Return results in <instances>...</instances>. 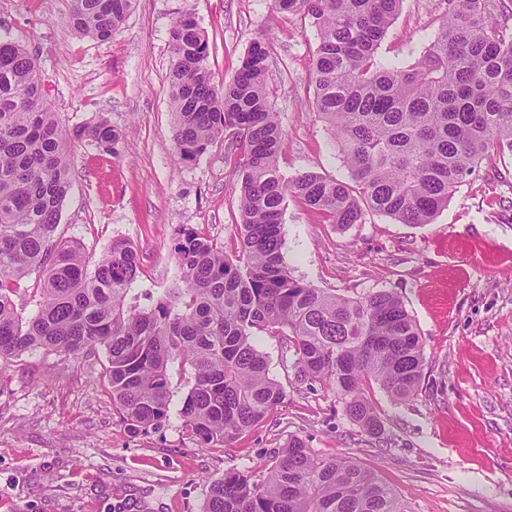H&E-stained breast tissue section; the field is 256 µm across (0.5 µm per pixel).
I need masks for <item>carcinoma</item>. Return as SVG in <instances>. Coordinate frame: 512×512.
Segmentation results:
<instances>
[{"mask_svg": "<svg viewBox=\"0 0 512 512\" xmlns=\"http://www.w3.org/2000/svg\"><path fill=\"white\" fill-rule=\"evenodd\" d=\"M402 0H274L318 36L314 106L333 131L349 180L281 173L283 130L269 102L270 53L255 41L232 81L218 84L195 17L169 32V86L179 156L229 133L242 162L235 254L186 228L174 251L177 285L150 305L127 302L140 273L133 245L115 240L88 268L77 241L57 237L71 188V140L60 129L37 57L0 38V361L39 348L68 357L103 350L117 412L135 433L167 417L169 366L189 369L183 426L226 446L256 426L285 393L253 337L285 338L302 383H319L346 418L370 434L381 421L365 394L375 382L394 400L417 396L423 341L403 301L361 298L292 278L283 256L284 201L292 196L345 230L369 212L429 224L478 165L512 156V0H448L419 58L388 66L378 49ZM136 0H72L74 29L112 39ZM112 150L107 123L87 131ZM43 276L28 320L13 295ZM256 482L226 472L209 482L203 512H407L397 494L353 459L316 457L293 437Z\"/></svg>", "mask_w": 512, "mask_h": 512, "instance_id": "carcinoma-1", "label": "carcinoma"}]
</instances>
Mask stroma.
I'll return each mask as SVG.
<instances>
[{
	"instance_id": "1",
	"label": "stroma",
	"mask_w": 512,
	"mask_h": 512,
	"mask_svg": "<svg viewBox=\"0 0 512 512\" xmlns=\"http://www.w3.org/2000/svg\"><path fill=\"white\" fill-rule=\"evenodd\" d=\"M444 0H403L378 50L412 64L436 32ZM71 0H0V35L36 53L65 133L107 122L108 154L75 138L72 185L57 234L96 263L113 240L136 249L145 292L178 277L182 227L233 251L240 153L224 137L190 161L177 154L168 82L169 31L193 13L209 41L216 82L230 81L250 45L268 39L269 100L284 132L285 175L347 180L331 130L314 109L309 21L272 0H137L112 39L77 33ZM282 253L290 275L329 292L379 290L404 301L424 342L416 398L368 395L382 422L371 435L350 423L332 391L296 380L281 337L256 338L281 405L224 447L199 442L178 414L190 388L170 369L172 403L157 428L132 433L112 404L104 352L79 358L37 350L0 362V512H202L210 480L271 462L290 437L324 459H355L409 512H512V161L484 163L432 223L367 214L337 229L287 197Z\"/></svg>"
}]
</instances>
